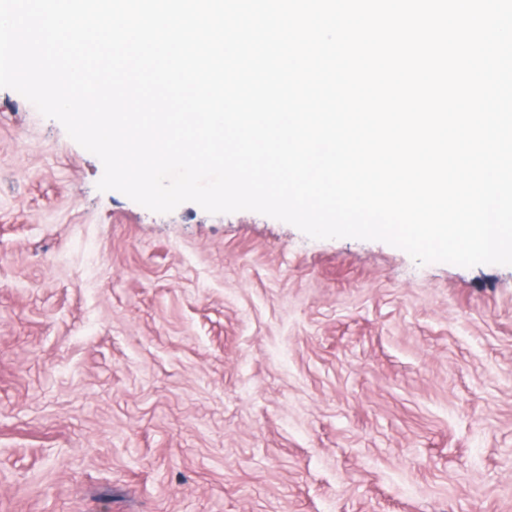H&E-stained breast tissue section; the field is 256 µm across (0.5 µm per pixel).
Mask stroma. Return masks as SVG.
Masks as SVG:
<instances>
[{
	"instance_id": "1",
	"label": "stroma",
	"mask_w": 512,
	"mask_h": 512,
	"mask_svg": "<svg viewBox=\"0 0 512 512\" xmlns=\"http://www.w3.org/2000/svg\"><path fill=\"white\" fill-rule=\"evenodd\" d=\"M102 175L0 89V512H512V266Z\"/></svg>"
}]
</instances>
